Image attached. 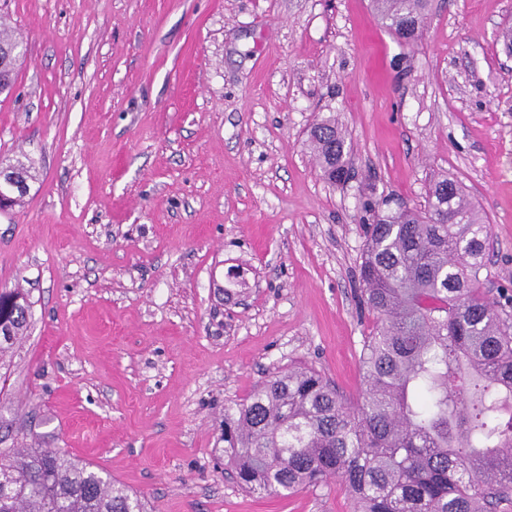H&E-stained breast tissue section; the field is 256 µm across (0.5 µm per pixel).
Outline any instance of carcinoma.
<instances>
[{
	"label": "carcinoma",
	"instance_id": "obj_1",
	"mask_svg": "<svg viewBox=\"0 0 512 512\" xmlns=\"http://www.w3.org/2000/svg\"><path fill=\"white\" fill-rule=\"evenodd\" d=\"M429 0H372L389 32L418 39ZM19 42L0 30V93ZM323 175L349 172L332 116L309 137ZM36 180L30 159L0 163V210ZM363 226L362 299L377 323L362 348L365 388L343 398L311 367L280 372L224 406L220 440L237 484L260 498L333 478L353 512H503L512 503V313L482 290L489 225L446 177L427 206L374 202ZM29 299L0 290V362L25 337ZM0 512H146L90 464L48 448H0Z\"/></svg>",
	"mask_w": 512,
	"mask_h": 512
}]
</instances>
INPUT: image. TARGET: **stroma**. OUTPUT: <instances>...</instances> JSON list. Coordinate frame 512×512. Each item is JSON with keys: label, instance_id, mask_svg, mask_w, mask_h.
Segmentation results:
<instances>
[{"label": "stroma", "instance_id": "1", "mask_svg": "<svg viewBox=\"0 0 512 512\" xmlns=\"http://www.w3.org/2000/svg\"><path fill=\"white\" fill-rule=\"evenodd\" d=\"M0 20L25 47L0 160L37 170L0 211V289L32 305L0 446L83 459L152 512H352L332 480H229L224 407L299 365L359 397L372 201L420 208L457 180L489 224L485 289L512 297V0H431L411 46L370 0H0ZM329 114L343 186L306 146Z\"/></svg>", "mask_w": 512, "mask_h": 512}]
</instances>
